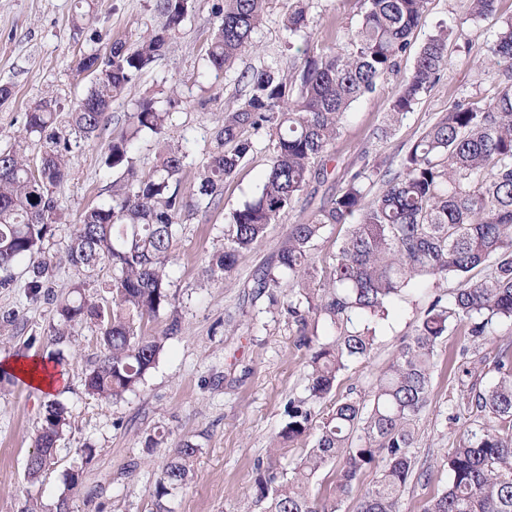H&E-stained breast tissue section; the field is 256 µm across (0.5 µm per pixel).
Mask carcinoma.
<instances>
[{"mask_svg": "<svg viewBox=\"0 0 512 512\" xmlns=\"http://www.w3.org/2000/svg\"><path fill=\"white\" fill-rule=\"evenodd\" d=\"M71 20L81 35L96 19L94 0ZM269 0H222L205 56L219 73L243 52L254 49L255 29ZM496 0H470L469 14L479 21ZM427 0H369L361 25L352 33L349 53L303 50L291 73L266 65L254 70L248 92L237 107L224 110L214 132V147L196 172L195 200L181 190L188 153L168 144L147 174L136 168L132 151L146 134H161L171 120V98L141 99L128 113L121 135L105 147L103 164L122 171L109 197L82 210L73 225L65 260L89 278L112 269L105 284L110 298L85 293L84 283L66 297L52 294L57 261L42 244L52 226L62 223L59 190L70 174L71 137L99 139L110 122L112 98L137 82L162 59L172 34L193 16L196 0H158L161 24L129 45L113 41L106 50L90 39L76 69L90 76V87L74 104L47 96L24 113V129L40 145L30 157L18 149L0 151V288L14 285L12 267L29 261L27 288L50 297L54 305L52 341L62 344L81 327H95L99 354L86 370L88 394L114 403L134 391L156 365L165 339L181 330L169 292L168 265L184 213L208 211L224 194V181L252 151L251 135L272 131L271 164L258 195L230 215L224 247L211 254L206 274L229 276L238 257L255 249L270 225L278 222L313 182L328 181L326 157L351 104L373 92L377 82L396 72ZM306 0L288 13L289 35L307 33ZM453 30L441 27L421 47L387 113L395 126L414 110L449 65ZM486 62L512 75V18L502 21L488 45ZM369 178L357 171L341 193L324 198L312 214L289 225L275 265L252 276L257 296L288 314V324L308 350L305 398H290L287 422L270 448L266 466H257L254 506L260 512H340L359 476L380 466L376 480L358 499L356 512H401L407 484L429 480L416 471L412 449L428 397L435 352L448 332L463 326L473 345L497 336L512 323V84L484 107L456 102L411 145L395 173L381 174L382 188L370 197ZM346 224L335 262L325 283L310 285L311 250L328 229ZM473 271L485 275L474 281ZM456 280L448 299L437 295L381 369L367 394L347 396L326 414L315 403L329 395L339 376L354 363L370 359L379 326L408 287L419 281ZM288 297L278 301L284 282ZM168 310L162 335L142 333V325ZM492 366L495 379L477 387ZM472 379L449 419L464 421L456 444L442 465L448 485L430 498L424 512H512V343L501 345L492 361L466 362ZM69 424L58 401L47 404L28 459L36 478L54 463L57 442ZM314 443L289 468L277 465L278 452L309 435ZM199 448L184 442L156 483L157 512L162 499L182 487ZM340 462L337 479L324 498L310 490L312 478Z\"/></svg>", "mask_w": 512, "mask_h": 512, "instance_id": "obj_1", "label": "carcinoma"}]
</instances>
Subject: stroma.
<instances>
[{
    "label": "stroma",
    "mask_w": 512,
    "mask_h": 512,
    "mask_svg": "<svg viewBox=\"0 0 512 512\" xmlns=\"http://www.w3.org/2000/svg\"><path fill=\"white\" fill-rule=\"evenodd\" d=\"M216 2L197 0L193 17L175 32L166 57L112 100L108 137L119 135L136 100L174 97L173 119L162 135L144 136L136 144L134 157L141 171L155 165L163 140L184 146L190 163L199 165L214 146L215 127L225 109L243 101L245 75L267 64L291 67L307 45L350 50V34L367 7L365 0H310V35L291 38L285 21L294 0H270L253 34L255 50L219 74L203 61L215 27ZM76 3L0 0V84L12 88L11 97L0 100V150L25 145L24 114L29 106L49 95L70 102L86 91L89 80L75 67L81 42L70 26ZM510 16L512 0H497L495 14L479 22L471 20L468 0H428L407 52L398 59L397 74L380 80L373 93L349 108L330 151L335 178L300 193L278 223L269 226L264 241L239 257L228 279L210 278L204 267L224 245L230 213L258 193L270 165L267 131L253 135V150L225 180L220 204L206 216L184 218L176 228L169 291L176 298L181 330L167 338L155 367L120 402L97 401L85 389V371L98 353L94 330L85 327L66 344L52 343L53 306L46 297L29 295L28 265L18 264L13 287L0 288V315L13 318L9 324L0 322V365L15 358L58 355L66 382L50 398L18 376L0 377V512H55L64 494L75 512H156V483L176 446L186 441L199 451L186 484L165 498L168 512H250L256 466L267 460L271 440L286 422L288 399L306 394L308 357L287 317L270 308L267 299H253V272L275 262L289 225L315 211L323 195L339 193L344 175L365 171L367 192L377 193L382 186L379 171L397 163L454 102L487 104L505 77L501 70L485 68L478 57ZM159 22L156 0H99L90 31L106 44L116 39L132 43ZM442 26L454 30L448 44L450 66L390 137L377 138L403 75ZM105 146L101 139L74 150L70 177L59 193L65 221L43 244L46 254L62 260L53 280L59 295L81 281L87 292H99L112 276L106 269L87 280L64 261L71 224L85 206L107 198L119 177L102 163ZM453 287V282L441 280L409 290L379 328L372 357L345 371L332 392L317 402V409H326L348 392H368L380 369L412 335L433 296L449 295ZM470 346L459 327L436 348L429 402L417 424L414 449L417 469L427 471L430 480L408 485L402 512H424L427 500L448 483L441 458L461 432L459 424L449 420L448 407L460 393L458 367ZM52 399L66 406L70 424L57 443L55 464L33 480L27 476V461ZM152 437L158 439L157 447H148ZM85 446L95 450L86 463L78 454ZM74 470L80 471L81 480L72 488L66 475Z\"/></svg>",
    "instance_id": "stroma-1"
}]
</instances>
